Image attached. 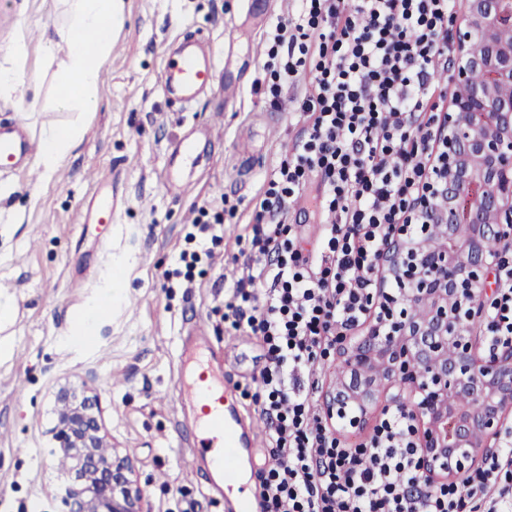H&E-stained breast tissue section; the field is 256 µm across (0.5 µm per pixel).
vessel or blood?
I'll return each mask as SVG.
<instances>
[{
	"label": "vessel or blood",
	"instance_id": "obj_1",
	"mask_svg": "<svg viewBox=\"0 0 512 512\" xmlns=\"http://www.w3.org/2000/svg\"><path fill=\"white\" fill-rule=\"evenodd\" d=\"M196 40L184 42L178 54L168 56L161 73L164 90L176 95L184 103H191L197 94L213 88L219 78L218 69L223 62L216 56L200 58ZM197 139L186 134L172 146L173 164L165 174V188L174 195H181L188 184L184 176L186 167L200 163L196 151ZM39 145L30 137L14 138L0 134V169L17 167L19 160L35 158ZM89 224H108L112 221V201L106 195H98L91 203L85 217ZM199 345L184 351L188 361L185 373L179 381L177 401L180 412L190 414L195 430L194 446L209 465L211 485L217 491L230 496L231 512H255L256 498L248 494H235L227 482L225 463L241 467L252 453L255 425L245 423L226 404L228 389L224 371L214 359L196 363Z\"/></svg>",
	"mask_w": 512,
	"mask_h": 512
}]
</instances>
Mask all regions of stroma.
Masks as SVG:
<instances>
[{
  "instance_id": "1",
  "label": "stroma",
  "mask_w": 512,
  "mask_h": 512,
  "mask_svg": "<svg viewBox=\"0 0 512 512\" xmlns=\"http://www.w3.org/2000/svg\"><path fill=\"white\" fill-rule=\"evenodd\" d=\"M293 0L247 9L241 0H123L118 38L98 89L97 111L82 121L81 146L54 177L39 167L0 171L15 186L0 210V512H60V472L51 428L54 393L65 382L100 396L106 431L134 461L151 512H226L192 450L191 419L176 411L178 348L202 325L224 356V379L245 420L257 419L250 377L260 363L255 340L224 320V296L246 272L250 224L266 171L291 154L306 120L293 104L308 87L284 86L282 109L254 92L268 35L294 12ZM58 0H0V49L20 47L26 78L40 81L44 102L0 101V129L38 136L64 122L54 109L53 65L43 30ZM206 38L224 55L225 74L241 82L233 103L222 85L182 105L164 94L167 50L185 36ZM195 131L205 162L188 172L191 187L171 196L163 177L171 146ZM112 195V224L83 221L98 187ZM224 220L190 277L173 276L175 260L199 206ZM100 306L91 335L82 318Z\"/></svg>"
}]
</instances>
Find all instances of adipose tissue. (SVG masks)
Instances as JSON below:
<instances>
[{
    "label": "adipose tissue",
    "instance_id": "obj_1",
    "mask_svg": "<svg viewBox=\"0 0 512 512\" xmlns=\"http://www.w3.org/2000/svg\"><path fill=\"white\" fill-rule=\"evenodd\" d=\"M63 10L52 31L45 34L46 55L56 61L53 75L54 107L72 113L92 112L97 91L120 16L121 0H61ZM19 50L0 55V100L30 99L39 105L35 82L25 80L19 68ZM79 121L50 124L40 130L37 163L44 174L54 175L64 157L82 142Z\"/></svg>",
    "mask_w": 512,
    "mask_h": 512
}]
</instances>
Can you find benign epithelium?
<instances>
[{
	"label": "benign epithelium",
	"instance_id": "obj_1",
	"mask_svg": "<svg viewBox=\"0 0 512 512\" xmlns=\"http://www.w3.org/2000/svg\"><path fill=\"white\" fill-rule=\"evenodd\" d=\"M454 66L429 185L424 247L397 228L382 264L400 284L382 318L344 341L345 370L326 392L329 419L364 426L380 392L409 388L425 479L448 483L496 447L512 411V344L481 354L470 326L486 314L499 254L512 248V0H463L452 36ZM54 446L71 467L58 493L65 512H146L133 460L109 447L100 399L85 385L55 393Z\"/></svg>",
	"mask_w": 512,
	"mask_h": 512
}]
</instances>
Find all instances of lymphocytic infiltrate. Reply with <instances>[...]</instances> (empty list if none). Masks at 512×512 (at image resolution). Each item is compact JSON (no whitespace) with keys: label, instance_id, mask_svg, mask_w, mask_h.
<instances>
[{"label":"lymphocytic infiltrate","instance_id":"lymphocytic-infiltrate-1","mask_svg":"<svg viewBox=\"0 0 512 512\" xmlns=\"http://www.w3.org/2000/svg\"><path fill=\"white\" fill-rule=\"evenodd\" d=\"M297 2V19H281L270 35L255 88L277 108L283 83L309 72L297 106L308 125L266 178L247 274L224 302L262 352L252 376L268 447L259 512H464L477 502L512 512V490L499 481L512 469L511 447L487 457L477 477L432 487L410 438L412 410L397 408L364 448H340L304 386L318 347L370 318L396 225L423 221L418 204L443 151L425 115L450 66L444 26L454 0ZM312 176L313 205L327 220L304 264L298 236L278 220ZM495 280L500 300L487 329L496 345L512 341V266L501 263Z\"/></svg>","mask_w":512,"mask_h":512}]
</instances>
